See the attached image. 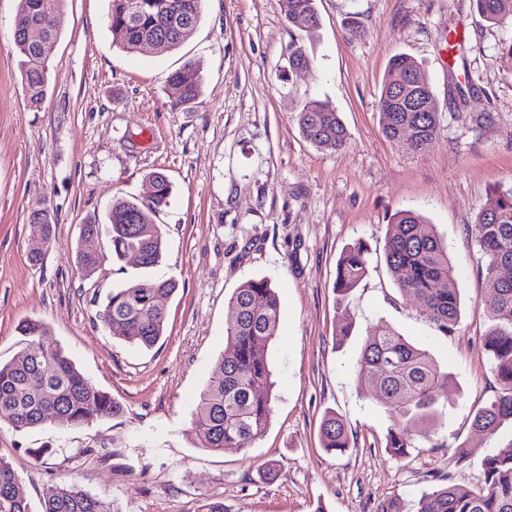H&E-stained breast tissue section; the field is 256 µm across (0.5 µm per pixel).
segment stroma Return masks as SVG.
Segmentation results:
<instances>
[{"instance_id":"1","label":"stroma","mask_w":512,"mask_h":512,"mask_svg":"<svg viewBox=\"0 0 512 512\" xmlns=\"http://www.w3.org/2000/svg\"><path fill=\"white\" fill-rule=\"evenodd\" d=\"M111 5L67 0L47 96L34 106L13 41L16 0H0V361L22 349L21 321H43L122 407L82 427L0 423V458L32 512L47 486L71 481L113 512H198L208 497L229 512H377L395 494L418 499L442 476L479 484L483 451L512 432L490 438L471 427L499 384L482 346L485 280L467 226L493 185L512 186V65L501 55L512 25L485 21L473 0H316L320 26L310 37L304 22H288L280 0H204L179 49L128 53L112 44ZM351 15L362 36L345 27ZM302 36L312 65L293 72L287 48ZM401 53L421 64L440 111L437 140L420 154L382 133V85ZM188 61L202 94L176 110L166 80ZM310 99L339 113L343 149H318L300 134L294 114ZM154 170L172 193L156 215L166 247L152 274L179 287L161 299L167 332L146 350L96 319L132 267L108 260L83 279L75 246L81 225L104 217L113 198L147 200ZM45 207L55 240L35 266L28 224ZM401 209L422 214L448 245L461 294L451 334L419 315L387 269L385 237ZM357 240L369 248L368 271L341 305L336 263ZM256 277L271 281L282 308L268 351L271 422L250 447L202 448L190 413L224 351L229 299ZM344 320L353 330L340 346ZM381 321L452 376L437 435L401 462L385 449L384 407L356 380L365 339ZM329 410L352 439L345 453L320 445ZM459 447L471 456L457 466L450 457Z\"/></svg>"}]
</instances>
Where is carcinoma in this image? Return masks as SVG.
<instances>
[{
	"mask_svg": "<svg viewBox=\"0 0 512 512\" xmlns=\"http://www.w3.org/2000/svg\"><path fill=\"white\" fill-rule=\"evenodd\" d=\"M66 0H17L13 38L21 56L24 90L33 105L47 94L48 61L64 20ZM203 0H112L107 24L112 42L126 52H137L145 43L159 53L182 45L198 27ZM288 20L308 19V31L319 27L315 0H281ZM478 12L494 24L512 21V0H475ZM51 17L55 24L32 41L28 31ZM290 69L310 65L299 38L288 44ZM420 73L417 62L398 54L390 63L379 99L382 133L400 144L404 132L412 142L409 153L429 150L440 126L438 103L431 86H425L426 111H411L409 76ZM171 106L188 108L201 95V84L187 62L167 78ZM303 137L321 150H340L347 142L346 129L327 101L310 100L296 112ZM154 194L144 203L118 197L101 224L93 219L81 226L76 247L79 272L92 278L110 258L138 270L111 291L98 310V320L129 344L150 348L164 335L165 311L154 298L176 289L172 280L150 276L162 257L165 236L154 220L167 205L171 185L160 172L148 175ZM30 232L48 243L54 225L48 210L30 219ZM470 235L485 259V311L489 325L483 349L500 388L494 399L474 413L475 430L494 437L506 423L512 425V277L500 274L512 268V186L495 187L493 198L470 226ZM368 249L357 241L345 248L336 267L334 288L340 300L360 284L367 272ZM387 268L398 288L414 297L420 314L448 334L460 318V291L448 250L433 226L421 214L406 209L395 212L384 247ZM281 316L279 296L265 278L249 279L229 299L224 354L213 367V377L191 411V429L200 447L212 450L247 448L265 433L272 413L274 382L267 348L278 335ZM27 346L6 363H0V419L17 431L42 427L54 414L72 426L88 425L120 413L121 406L98 389L64 350L50 341V331L40 320L27 319L18 326ZM360 385L375 392L390 418L386 450L402 461L416 442H429L440 424L439 405L450 374L430 354L384 322L366 337L357 362ZM322 448L344 453L350 438L343 419L327 411L320 426ZM482 484L476 488L450 483L426 492L409 504L393 495L378 512H512V440L485 453L480 460ZM42 512H112L110 504L76 483L46 488ZM0 512H31L21 480L10 464L0 459Z\"/></svg>",
	"mask_w": 512,
	"mask_h": 512,
	"instance_id": "1",
	"label": "carcinoma"
}]
</instances>
